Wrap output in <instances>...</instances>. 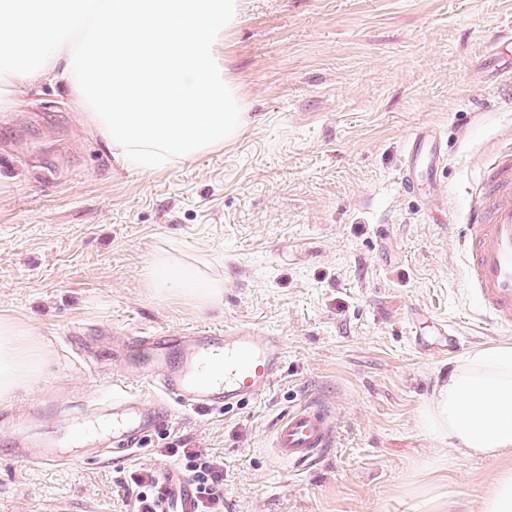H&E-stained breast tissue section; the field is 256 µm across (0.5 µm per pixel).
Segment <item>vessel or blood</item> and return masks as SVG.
Here are the masks:
<instances>
[{
    "label": "vessel or blood",
    "instance_id": "vessel-or-blood-1",
    "mask_svg": "<svg viewBox=\"0 0 512 512\" xmlns=\"http://www.w3.org/2000/svg\"><path fill=\"white\" fill-rule=\"evenodd\" d=\"M445 161L443 142L434 129L413 133L407 141L402 189L419 193ZM483 171L464 230L451 243L464 259L468 292L478 304L481 322L496 330L511 329L512 145L492 149ZM139 342L153 352V369L145 380L157 390L159 400L147 402L116 393L111 399L84 404L83 444L97 447L108 440L116 452H137L146 434L163 425L164 401L199 412L231 410L270 391L282 377L286 357L282 337L249 325L218 335L200 330L143 336ZM173 348L181 353L179 361L169 358ZM336 429L337 418L329 405L306 400L276 421L273 449L289 466H313L333 448ZM12 454L34 465L65 461L53 445L36 447L22 435L15 438ZM159 482L156 512H197L195 487L180 469L165 467Z\"/></svg>",
    "mask_w": 512,
    "mask_h": 512
}]
</instances>
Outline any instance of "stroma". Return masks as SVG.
<instances>
[{
  "label": "stroma",
  "instance_id": "1",
  "mask_svg": "<svg viewBox=\"0 0 512 512\" xmlns=\"http://www.w3.org/2000/svg\"><path fill=\"white\" fill-rule=\"evenodd\" d=\"M512 0H245L218 49L247 124L224 148L144 172L120 166L47 85L0 112V318L48 348L41 376L0 412L41 408L42 432L121 388L154 398L129 368L134 339L251 324L282 336L286 374L228 413L170 405L130 458L35 467L0 428V512H134L132 473L166 448L224 463V512H480L512 452L467 457L419 425L460 352L512 344L486 332L448 247L482 180L487 149L512 129ZM437 129L448 159L437 208L399 185L409 136ZM224 283L203 308L154 294L160 253ZM456 325L459 350L420 353L428 320ZM317 396L336 444L290 471L276 420Z\"/></svg>",
  "mask_w": 512,
  "mask_h": 512
}]
</instances>
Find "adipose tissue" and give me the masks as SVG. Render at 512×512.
I'll list each match as a JSON object with an SVG mask.
<instances>
[{"mask_svg":"<svg viewBox=\"0 0 512 512\" xmlns=\"http://www.w3.org/2000/svg\"><path fill=\"white\" fill-rule=\"evenodd\" d=\"M0 7V112L42 80L64 82L72 111L117 161L146 171L187 161L237 138L246 116L224 77L217 48L237 21L240 0H102L93 20L76 0ZM158 294L208 307L218 280L193 283L157 255L147 271ZM31 333L0 319V401L35 379L43 356L24 353ZM434 439L465 456L512 451V344L477 347L453 364L421 412Z\"/></svg>","mask_w":512,"mask_h":512,"instance_id":"adipose-tissue-1","label":"adipose tissue"}]
</instances>
